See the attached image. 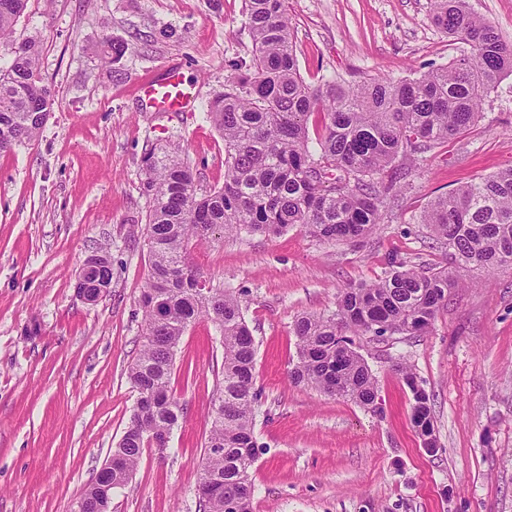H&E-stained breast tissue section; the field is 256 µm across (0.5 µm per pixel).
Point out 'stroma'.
I'll use <instances>...</instances> for the list:
<instances>
[{
    "label": "stroma",
    "instance_id": "1",
    "mask_svg": "<svg viewBox=\"0 0 512 512\" xmlns=\"http://www.w3.org/2000/svg\"><path fill=\"white\" fill-rule=\"evenodd\" d=\"M245 0H29L17 38L39 34L56 92L40 136L0 153V512H71L121 439L137 394L148 277L141 158L178 143L207 191L224 183L210 101L251 60ZM300 72L323 79L415 78L459 56L430 0H288ZM124 45L113 65L107 43ZM179 67L194 111L149 112L142 85ZM512 167V76L480 121L418 155L384 222L357 241L300 227L212 236L190 259L213 287L241 293L260 394L253 512H512V264H451L420 219L436 197ZM107 251L111 288L76 294ZM447 266L459 285L420 336L365 345L382 414L293 386L295 323L329 315L346 285L384 276L391 257ZM224 348L208 319L181 339L171 385L183 408L165 452L144 449L112 512H198L196 484ZM406 363L434 397L435 452L411 421Z\"/></svg>",
    "mask_w": 512,
    "mask_h": 512
}]
</instances>
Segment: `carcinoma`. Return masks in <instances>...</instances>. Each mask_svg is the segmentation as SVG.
I'll list each match as a JSON object with an SVG mask.
<instances>
[{
	"label": "carcinoma",
	"mask_w": 512,
	"mask_h": 512,
	"mask_svg": "<svg viewBox=\"0 0 512 512\" xmlns=\"http://www.w3.org/2000/svg\"><path fill=\"white\" fill-rule=\"evenodd\" d=\"M254 53L248 73L225 85L207 115L224 138V185L197 191L178 144L144 153L141 172L149 274L141 304L142 348L128 368L138 393L128 426L112 449V471L81 495L88 512L102 485L129 482L143 449L178 426L171 388L177 347L200 317L219 329L222 381L210 412L202 475L217 484L199 512H252L251 471L257 457L254 425L256 347L240 296L218 288L206 296L189 260L191 242L226 234H280L299 225L328 242L373 233L395 197L399 159L426 153L475 125L484 100L512 75V45L473 13L467 0H431L434 23L469 46L416 78L363 83H306L293 46L286 0H245ZM28 0H0V45L12 63L0 69V152L39 137L55 92L39 71L40 40L16 43L14 27ZM322 115L320 153L309 148L307 119ZM461 268L492 270L512 263V168L434 200L421 216ZM112 280L108 258L84 275L90 289ZM458 282L443 267H419L392 257L380 280L340 292L328 316L295 325L297 362L291 383L382 412L378 384L356 336H419L447 305ZM396 371L412 395V423L425 448H435L433 399L403 363Z\"/></svg>",
	"instance_id": "cac0c4a2"
}]
</instances>
